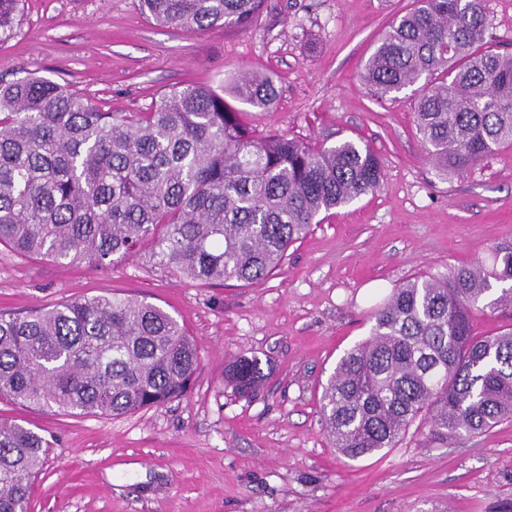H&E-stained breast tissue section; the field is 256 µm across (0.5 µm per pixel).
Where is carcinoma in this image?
I'll use <instances>...</instances> for the list:
<instances>
[{"label":"carcinoma","instance_id":"cac0c4a2","mask_svg":"<svg viewBox=\"0 0 512 512\" xmlns=\"http://www.w3.org/2000/svg\"><path fill=\"white\" fill-rule=\"evenodd\" d=\"M266 0H137L177 29L246 31ZM382 34L363 71L383 101L419 85L417 132L443 176L512 146V56L485 48L484 0H417ZM21 0H0V37ZM273 76L188 85L147 112H104L56 81L0 82V247L104 269L144 247L193 283H251L280 269L319 216L375 192L382 163L367 144H315L248 126L234 99L267 110ZM495 268L461 265L395 287L369 335L337 362L320 414L331 447L356 460L394 448L424 420L461 441L512 419V327L472 333L491 281H512V248ZM200 364L184 324L146 298L92 296L26 315L0 312V399L51 412L119 416L182 397ZM261 360L240 356L224 382L255 395ZM51 442L0 418V512L27 508Z\"/></svg>","mask_w":512,"mask_h":512}]
</instances>
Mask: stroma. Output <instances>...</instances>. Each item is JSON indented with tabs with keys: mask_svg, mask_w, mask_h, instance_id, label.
Here are the masks:
<instances>
[{
	"mask_svg": "<svg viewBox=\"0 0 512 512\" xmlns=\"http://www.w3.org/2000/svg\"><path fill=\"white\" fill-rule=\"evenodd\" d=\"M414 0H267L248 31L155 24L134 0H22L0 39V80L70 84L106 112H146L185 85L274 75L270 110L244 121L330 143L349 137L383 161L380 188L332 210L249 284L199 285L148 252L96 270L0 247V311L95 295L145 297L183 321L200 367L188 394L120 417L0 403L52 443L32 512H499L512 502V419L461 444L410 428L398 447L354 461L331 448L319 412L339 358L369 334L371 310L415 276L491 265L512 247V147L438 176L414 122L416 93L375 100L363 67ZM492 50L512 54V0H484ZM271 360L257 394L236 397L224 367Z\"/></svg>",
	"mask_w": 512,
	"mask_h": 512,
	"instance_id": "35a3bbf8",
	"label": "stroma"
}]
</instances>
